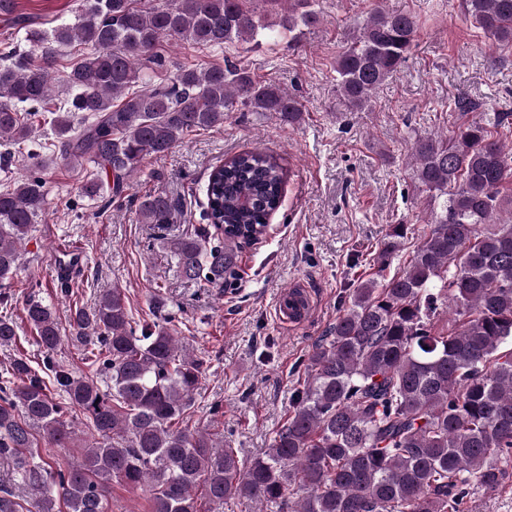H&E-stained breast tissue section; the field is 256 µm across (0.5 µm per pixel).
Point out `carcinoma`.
I'll return each instance as SVG.
<instances>
[{"label":"carcinoma","mask_w":512,"mask_h":512,"mask_svg":"<svg viewBox=\"0 0 512 512\" xmlns=\"http://www.w3.org/2000/svg\"><path fill=\"white\" fill-rule=\"evenodd\" d=\"M82 0L74 22L25 29L29 51L0 64V154L34 138L28 116L55 90L65 95L50 129L59 153L29 150V174L0 191V287L22 264L23 246L48 207L37 175L59 161L111 171L80 187L107 204L121 198L146 158L168 153L194 130L220 128L228 113L276 112L290 123L301 108L279 85L234 64L181 69L158 84L161 42L259 45L319 21L314 0ZM465 16L512 47V0H464ZM79 42L89 52L58 77L59 52ZM415 21L377 9L347 36L336 57V92L362 111L406 61ZM512 112H478L452 134L412 147L418 186L443 199L430 233L403 269L388 276L408 233L391 224L378 271L343 298L339 316L305 363L283 427L262 455L244 462L210 434L190 430L185 414L203 378L175 336L172 317L132 326L117 289L89 308L70 310L71 340L88 350L91 374L54 359L62 342L53 305L31 294L24 317L42 362H11L0 379V459L31 492L23 510L8 490L0 512H109L114 480L151 492L152 512H207L230 502L260 501L277 512H462L479 488H496L512 468V148L500 130ZM286 172L260 151L215 168L206 185L208 227L164 238L179 273L224 285L238 277L243 243L265 233L280 207ZM175 204L161 193L141 197L140 223L159 231ZM214 233H209V230ZM217 239L211 244V239ZM17 324L0 315V346ZM83 415L98 436L80 462L54 468L40 441L66 448Z\"/></svg>","instance_id":"cac0c4a2"}]
</instances>
